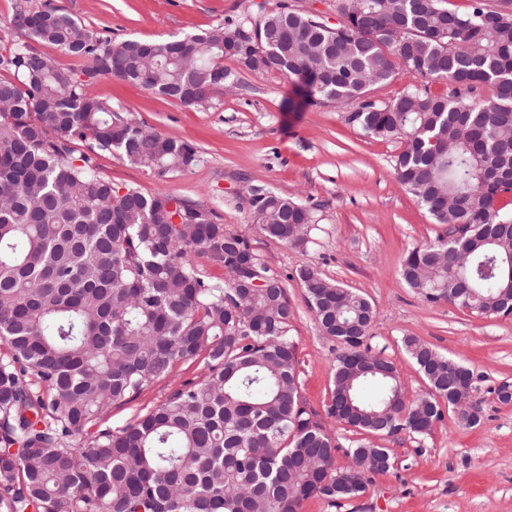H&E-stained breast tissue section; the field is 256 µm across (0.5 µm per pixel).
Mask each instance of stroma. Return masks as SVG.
Segmentation results:
<instances>
[{
    "mask_svg": "<svg viewBox=\"0 0 512 512\" xmlns=\"http://www.w3.org/2000/svg\"><path fill=\"white\" fill-rule=\"evenodd\" d=\"M277 0H0V53L24 42L12 23L19 9L63 8L90 28L117 40H168L222 24L225 18L257 13L260 2ZM238 86L214 94L206 107L191 108L142 88L103 77L90 89L122 116L162 135L195 142L196 162L159 175L130 166L108 153L98 172L120 186L152 194L166 191L211 207L227 230L248 239L272 272L287 276L293 310L288 335L297 346L302 396L317 413L330 403L336 341L325 336L293 274L306 263L330 280L360 291L373 304V351L392 359L407 398L425 383L401 347L403 336L426 341L474 369L473 398L480 421L469 427L446 417L422 437L385 439L394 468L375 476L363 495L331 506L312 497L301 512H512V404L495 397L512 384V317H484L441 301L424 302L400 275L405 251L446 234L397 182L392 161L401 146L377 141L347 123L346 109L313 106L281 73L238 69ZM310 208L314 215L304 245L266 238L245 199L252 186ZM196 362L179 365L138 398L113 407L103 419L120 428L161 404L177 384L198 379Z\"/></svg>",
    "mask_w": 512,
    "mask_h": 512,
    "instance_id": "1",
    "label": "stroma"
}]
</instances>
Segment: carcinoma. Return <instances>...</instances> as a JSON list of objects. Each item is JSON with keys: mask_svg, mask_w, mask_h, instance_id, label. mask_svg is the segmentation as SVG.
<instances>
[{"mask_svg": "<svg viewBox=\"0 0 512 512\" xmlns=\"http://www.w3.org/2000/svg\"><path fill=\"white\" fill-rule=\"evenodd\" d=\"M464 13L448 0H334V25L282 2L182 38L112 40L54 6L20 11L27 41L0 54V512H301L364 494L393 469L370 438L426 435L457 409L472 374L416 336L402 348L425 381L407 413L395 363L366 344L376 310L307 263L295 270L336 340L326 413L369 437L347 450L376 468L350 476L340 445L301 395L284 280L204 203L146 195L99 175L94 156L175 174L196 145L122 117L89 92L111 76L187 107L237 86L230 58L276 69L317 106L355 107L348 122L397 140L394 175L446 235L404 255L400 275L429 303L485 317L512 306V0ZM53 45L85 62L62 68ZM419 77L378 106L399 72ZM448 82L442 93L432 83ZM481 86L490 94L478 99ZM88 151L79 152L76 145ZM262 234L305 242L310 209L262 185L246 199ZM224 270L210 280L196 258ZM196 381L127 425L100 422L177 365Z\"/></svg>", "mask_w": 512, "mask_h": 512, "instance_id": "cac0c4a2", "label": "carcinoma"}]
</instances>
